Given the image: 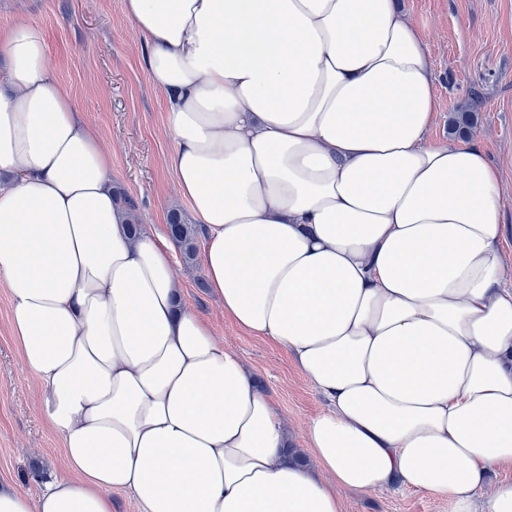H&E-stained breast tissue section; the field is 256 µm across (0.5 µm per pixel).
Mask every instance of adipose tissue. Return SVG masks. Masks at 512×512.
<instances>
[{
  "mask_svg": "<svg viewBox=\"0 0 512 512\" xmlns=\"http://www.w3.org/2000/svg\"><path fill=\"white\" fill-rule=\"evenodd\" d=\"M167 98L208 287L328 403L289 461L240 357L183 304L174 248L132 230L112 164L50 71L0 34V279L67 475L0 512H342L390 486L512 512V275L501 178L428 133L426 42L401 0H124Z\"/></svg>",
  "mask_w": 512,
  "mask_h": 512,
  "instance_id": "obj_1",
  "label": "adipose tissue"
}]
</instances>
